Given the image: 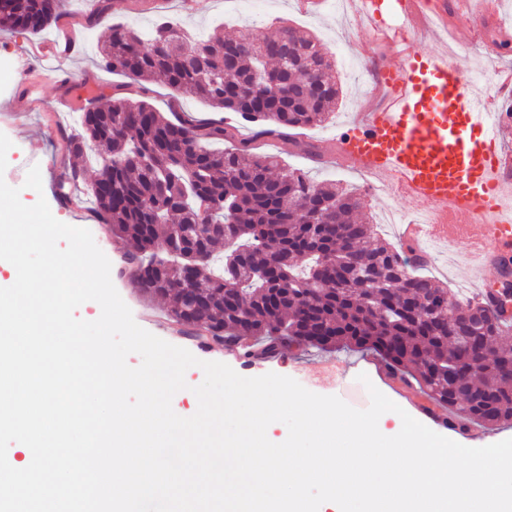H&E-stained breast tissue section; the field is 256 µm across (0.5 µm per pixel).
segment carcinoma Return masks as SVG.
I'll use <instances>...</instances> for the list:
<instances>
[{
	"mask_svg": "<svg viewBox=\"0 0 512 512\" xmlns=\"http://www.w3.org/2000/svg\"><path fill=\"white\" fill-rule=\"evenodd\" d=\"M65 17L67 0H6L0 27L37 34ZM86 24L107 26L101 58L112 71L139 82L161 77L255 124L242 138L222 120H172L145 100L101 93L85 101L77 129L60 133L64 152L100 164L87 196L97 223L136 244L125 277L137 295L168 300L180 331L220 336L245 357L257 340L270 355L290 345L372 350L391 373L411 372L459 429L512 423L501 309L461 302L416 273L356 221L357 193L258 151V138L294 135L335 112L340 87L317 39L290 26L198 39L168 17L143 34L102 4ZM220 141L232 146H209ZM80 174L62 172V197ZM187 228L178 255L158 251Z\"/></svg>",
	"mask_w": 512,
	"mask_h": 512,
	"instance_id": "carcinoma-1",
	"label": "carcinoma"
}]
</instances>
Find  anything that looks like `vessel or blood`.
I'll return each instance as SVG.
<instances>
[{
  "mask_svg": "<svg viewBox=\"0 0 512 512\" xmlns=\"http://www.w3.org/2000/svg\"><path fill=\"white\" fill-rule=\"evenodd\" d=\"M424 2L347 0L369 36L397 61L375 79L384 104L358 113L328 148L355 169L394 184L404 197L425 203L434 223L404 225V238L416 242L426 233L465 244L486 294L488 270L512 250V156L499 146L495 100L475 93L447 54L411 51L426 15L439 25L448 23L447 0H432L429 11ZM495 8L496 0H468L465 23L473 37H483ZM71 52L58 39L29 46L20 71L53 75L58 60Z\"/></svg>",
  "mask_w": 512,
  "mask_h": 512,
  "instance_id": "obj_1",
  "label": "vessel or blood"
}]
</instances>
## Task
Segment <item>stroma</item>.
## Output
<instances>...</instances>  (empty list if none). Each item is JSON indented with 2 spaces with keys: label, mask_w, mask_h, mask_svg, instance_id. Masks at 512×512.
<instances>
[{
  "label": "stroma",
  "mask_w": 512,
  "mask_h": 512,
  "mask_svg": "<svg viewBox=\"0 0 512 512\" xmlns=\"http://www.w3.org/2000/svg\"><path fill=\"white\" fill-rule=\"evenodd\" d=\"M112 11L128 26L138 30L150 27L159 15L171 14L180 17L190 29L206 34L212 33L219 23L223 24L224 34L228 37L242 33L261 35L287 24L317 38L334 61L336 81L341 89L330 123L308 128L303 133L306 142L320 148L335 139L356 113L364 111L369 102L372 71L381 64L384 56L382 48L368 39L363 21L343 12L335 0H321L316 6L302 5L300 0H112ZM57 32L54 26L36 35L5 28L0 30V133L12 143L7 153L8 166L1 177L9 186L20 188V199L24 204H34L38 196H45L57 220L88 229L96 245L110 260L112 269L116 270L122 266L130 250L129 245L113 241L96 224L90 211L74 210L60 202L58 176L63 168L73 165L74 160L59 149L58 137L46 129L42 114L36 112L25 119L16 118L11 111L12 103L21 98L26 85L31 84L37 86L40 96L50 105L60 99L81 102L104 92L117 97L134 96L147 100L158 111L170 115L180 112L210 118L214 112L199 100L172 90L163 80L142 85L105 69L97 51L107 36V29L103 26L83 28L80 49L64 59L63 69L56 76L43 81L34 76L27 80L15 77L13 62L20 50L31 43L51 39ZM454 34L455 41L444 44L440 42L437 30L426 29L414 47L423 53L447 50L461 71L473 78L478 94H494L496 70L512 67V55L489 60L485 48L471 40L466 26L455 28ZM268 151L276 155L281 164L308 171L315 180L328 181L361 193L363 214L369 223L375 225L380 237L390 244H398V233L395 226L381 223L382 213L395 208L409 214L422 208L421 202L388 191L374 195L364 193L362 172L312 159L294 142L277 141L269 145ZM35 165L39 166L42 177L43 190L39 193L24 186L28 170ZM428 271L436 282L453 291L457 297H474L478 281L467 268L463 244L453 246L450 261L430 262ZM112 282L140 327L172 345L189 350L200 360L225 363L244 377L269 372L288 376L313 393L339 397L360 410L370 404L367 388L372 385L401 408L409 409L414 419L434 432L450 439L456 436L454 430L435 423L427 416L423 409L424 398L401 392L399 387L379 374L378 369L383 362L373 351L286 348L274 356L248 361L238 352L212 351L177 334L168 320L167 306L162 300H140L123 278L113 277ZM362 373L368 376V383L359 382L358 376Z\"/></svg>",
  "instance_id": "obj_1"
}]
</instances>
